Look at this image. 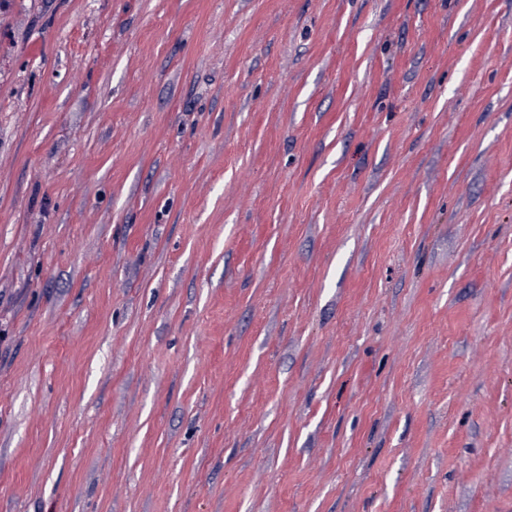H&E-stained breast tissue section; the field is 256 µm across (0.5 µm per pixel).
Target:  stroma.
<instances>
[{"label": "stroma", "instance_id": "35a3bbf8", "mask_svg": "<svg viewBox=\"0 0 512 512\" xmlns=\"http://www.w3.org/2000/svg\"><path fill=\"white\" fill-rule=\"evenodd\" d=\"M0 512H512V0H0Z\"/></svg>", "mask_w": 512, "mask_h": 512}]
</instances>
